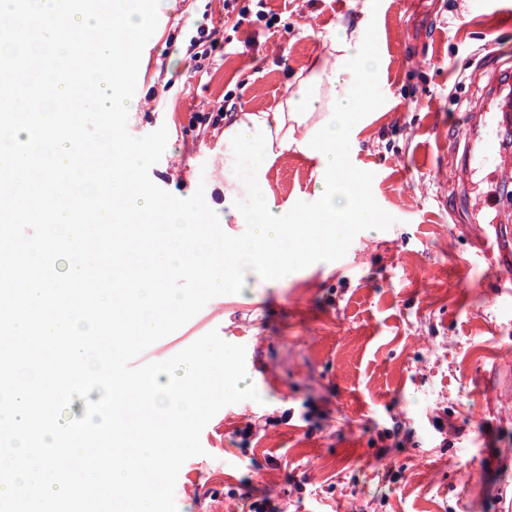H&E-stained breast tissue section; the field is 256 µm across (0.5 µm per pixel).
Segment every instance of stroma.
Returning a JSON list of instances; mask_svg holds the SVG:
<instances>
[{"label":"stroma","mask_w":512,"mask_h":512,"mask_svg":"<svg viewBox=\"0 0 512 512\" xmlns=\"http://www.w3.org/2000/svg\"><path fill=\"white\" fill-rule=\"evenodd\" d=\"M279 21L239 23L224 0H161L128 130L168 129L151 179L223 200L224 127L208 113L268 111L338 25L376 22L384 103L353 160L373 172L387 230L358 233L345 256L211 299L136 365L209 331L246 348L261 396L220 409L202 455L182 466L178 512H512V411L494 377L512 361V296L467 239V187L448 154L464 147L461 101L485 102L512 71V10L499 0H266ZM499 55L483 59L489 37ZM295 150L266 173L289 211L314 181ZM272 384H265L264 376ZM262 431L243 438L247 423ZM400 425V432L382 431ZM391 480H383V473Z\"/></svg>","instance_id":"stroma-1"}]
</instances>
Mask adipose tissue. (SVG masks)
<instances>
[{
  "label": "adipose tissue",
  "mask_w": 512,
  "mask_h": 512,
  "mask_svg": "<svg viewBox=\"0 0 512 512\" xmlns=\"http://www.w3.org/2000/svg\"><path fill=\"white\" fill-rule=\"evenodd\" d=\"M357 29L339 27L329 42L326 54L312 58L306 66L304 76L295 77L288 85L284 100L271 111L260 112L272 132L274 142H281L286 133H293L295 139H304L308 130L328 116V102L332 91H344V83L330 85L328 78L334 71V63L343 55H356Z\"/></svg>",
  "instance_id": "adipose-tissue-1"
}]
</instances>
